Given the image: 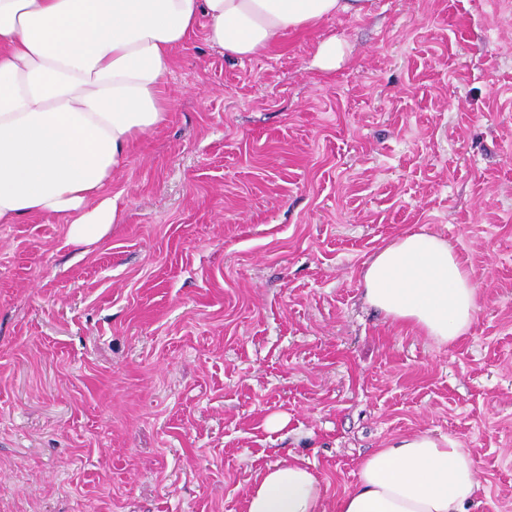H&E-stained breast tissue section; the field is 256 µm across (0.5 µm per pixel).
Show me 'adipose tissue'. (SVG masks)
<instances>
[{"mask_svg": "<svg viewBox=\"0 0 512 512\" xmlns=\"http://www.w3.org/2000/svg\"><path fill=\"white\" fill-rule=\"evenodd\" d=\"M369 0H0V224L54 217L77 245L120 218L106 189L132 143L164 124L162 88L197 28L226 56L248 58L287 33ZM365 302L440 347L465 335L480 288L454 248L406 231L364 265ZM474 460L448 438L414 433L364 458L334 502L300 460L267 467L244 512H472Z\"/></svg>", "mask_w": 512, "mask_h": 512, "instance_id": "adipose-tissue-1", "label": "adipose tissue"}]
</instances>
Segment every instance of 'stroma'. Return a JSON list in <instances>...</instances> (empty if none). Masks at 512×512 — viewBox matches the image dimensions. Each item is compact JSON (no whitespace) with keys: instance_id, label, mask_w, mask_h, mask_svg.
Returning <instances> with one entry per match:
<instances>
[{"instance_id":"stroma-1","label":"stroma","mask_w":512,"mask_h":512,"mask_svg":"<svg viewBox=\"0 0 512 512\" xmlns=\"http://www.w3.org/2000/svg\"><path fill=\"white\" fill-rule=\"evenodd\" d=\"M175 57L104 240L0 224V512H244L291 457L332 498L418 432L471 453L474 512H512V0H373L250 58L201 30ZM421 228L481 289L448 347L363 299Z\"/></svg>"}]
</instances>
